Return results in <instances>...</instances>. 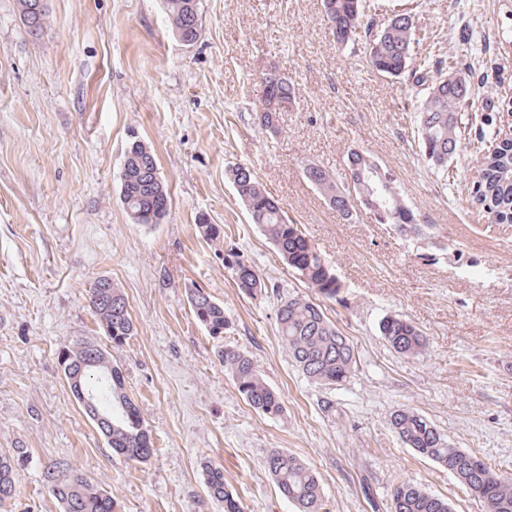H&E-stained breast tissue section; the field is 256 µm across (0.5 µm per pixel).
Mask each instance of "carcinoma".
<instances>
[{"label": "carcinoma", "mask_w": 512, "mask_h": 512, "mask_svg": "<svg viewBox=\"0 0 512 512\" xmlns=\"http://www.w3.org/2000/svg\"><path fill=\"white\" fill-rule=\"evenodd\" d=\"M29 0H18L23 25L33 35L46 24L42 13L38 25L30 24ZM169 23L175 36L186 46L201 35L199 0H165ZM323 14L336 44L348 46L362 33L367 60L376 72L390 78H408L423 88L416 106L418 144L422 156L438 172L448 173V163L461 148L463 110L471 94V71L451 63L444 55L413 65V16L409 9L393 12L380 27L365 14V0H322ZM295 101L292 83L272 87L260 100L255 119L269 132L280 129V116ZM474 137L486 145L478 174L472 180L471 204L487 214L492 224H512V132L497 126L492 113L475 125ZM350 183L336 181L328 169L309 164L305 178L344 219L353 216V200L368 199L381 224H393L400 231L420 235L424 221L401 198L393 176L375 158L359 151L347 154ZM236 196L246 209L250 223L276 247L295 278L315 294L310 298L292 294L280 299L276 323L278 335L297 369L311 382L338 387L358 367L355 347L327 314L326 302H344V286L321 251L286 215L281 203L248 167L229 170ZM171 198L168 184L161 177L155 155L138 140L128 143L121 172V200L135 224H160L169 208H160V197ZM200 237L218 243L224 230L201 220L196 225ZM224 265L240 294L258 297L267 285L250 261L235 248L224 251ZM187 299L196 319L214 339L224 337L229 318L224 304L201 288L187 289ZM89 307L112 350L95 341L84 340L64 346L66 361L61 364L75 399L80 392L97 394L96 405L103 415H112V425L98 426L112 452L131 461L145 462L153 455L154 444L139 406L126 391L122 368L112 360L135 334L127 298L112 280H95L89 288ZM379 333L394 353L417 356L428 345L425 333L399 314L384 316ZM219 362L231 376L239 394L265 416L283 412V400L269 386L252 356L245 350L225 345L217 350ZM391 425L399 440L418 454L448 470L466 491L482 498L487 512H512V477L475 453L452 447L447 439L422 415L399 407L391 414ZM19 452H0V507L16 496ZM264 467L278 493L293 512H330L329 504L314 469L300 456L272 448ZM44 481L60 502L63 512H114L112 495L94 484L78 469L59 461L44 473ZM208 497L218 502L223 512H246L242 501L227 490L224 471L205 468ZM448 499L429 493L420 485L403 481L391 494L388 512H448Z\"/></svg>", "instance_id": "1"}]
</instances>
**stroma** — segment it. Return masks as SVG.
<instances>
[{
	"label": "stroma",
	"mask_w": 512,
	"mask_h": 512,
	"mask_svg": "<svg viewBox=\"0 0 512 512\" xmlns=\"http://www.w3.org/2000/svg\"><path fill=\"white\" fill-rule=\"evenodd\" d=\"M403 4L417 58H472L468 114L512 99V0H367L386 22ZM202 34L183 45L163 0H47L28 34L18 0H0V452L23 449L10 512H62L43 473L63 461L109 491L117 512H222L204 470L216 466L247 512H292L263 461L302 457L331 512H386L402 481L485 512L437 463L400 442V407L425 416L454 447L512 472V224L489 223L468 188L477 155L463 144L447 174L419 151L409 80L373 71L362 41L337 45L321 0H200ZM288 75L295 103L278 133L255 124L269 68ZM155 154L169 186L163 223L135 224L120 200L130 138ZM393 173L424 236L342 219L306 180L311 163L349 178L346 154ZM249 167L303 226L345 287L327 306L357 351L342 386L309 382L277 332L278 298L300 290L274 246L250 224L229 168ZM221 225L224 245L197 235ZM251 261L271 293L242 297L224 247ZM120 288L136 333L114 355L152 434L137 463L116 455L72 396L58 353L106 344L88 306L90 284ZM223 303L231 330L214 341L187 290ZM396 313L425 333L426 351L394 353L378 333ZM247 350L283 401L280 416L251 408L217 360L219 344Z\"/></svg>",
	"instance_id": "35a3bbf8"
}]
</instances>
